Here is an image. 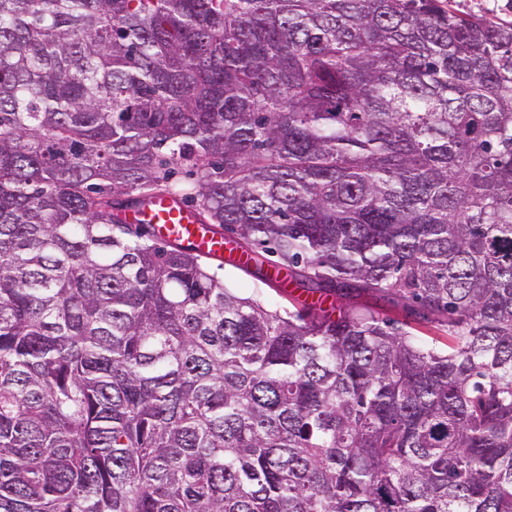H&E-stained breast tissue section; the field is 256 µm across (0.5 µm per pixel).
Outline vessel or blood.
<instances>
[{
  "instance_id": "1",
  "label": "vessel or blood",
  "mask_w": 512,
  "mask_h": 512,
  "mask_svg": "<svg viewBox=\"0 0 512 512\" xmlns=\"http://www.w3.org/2000/svg\"><path fill=\"white\" fill-rule=\"evenodd\" d=\"M125 221L133 225H149L155 236L193 247L206 257L224 260L237 267L246 262L245 256L235 249L230 239L198 224L194 214L177 209L169 196H155L150 205L128 210Z\"/></svg>"
}]
</instances>
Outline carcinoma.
Here are the masks:
<instances>
[{"label":"carcinoma","instance_id":"1","mask_svg":"<svg viewBox=\"0 0 512 512\" xmlns=\"http://www.w3.org/2000/svg\"><path fill=\"white\" fill-rule=\"evenodd\" d=\"M158 193L339 314L122 221ZM0 512H512V24L0 0ZM221 273L224 274V280L228 283L232 288H235L241 294L245 296H249L252 293H258L259 298L268 306L272 308H292L293 297L297 296L300 292H295L292 295V291L294 288L288 287L287 290L268 288L266 286L259 285L257 281L245 274L242 271H239L235 268H232L229 265L224 264L223 270ZM298 308L300 307L296 303H294ZM361 304H366L381 317H386L403 325L419 341L435 346L438 349H447L448 325L433 320L424 319L414 305H402L393 303L388 297L374 296L361 299Z\"/></svg>","mask_w":512,"mask_h":512}]
</instances>
